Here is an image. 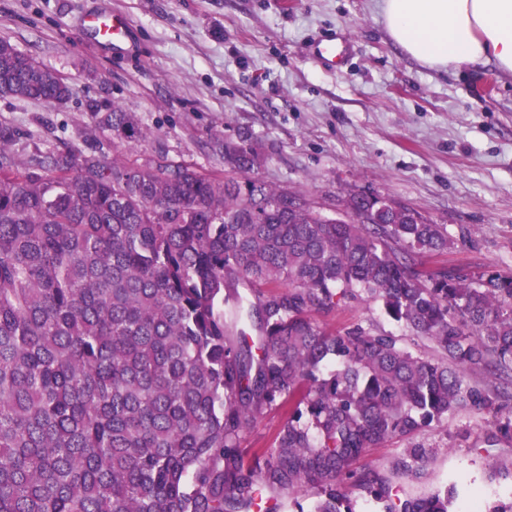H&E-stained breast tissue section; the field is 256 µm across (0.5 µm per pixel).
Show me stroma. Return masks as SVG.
I'll return each mask as SVG.
<instances>
[{
    "label": "stroma",
    "instance_id": "obj_1",
    "mask_svg": "<svg viewBox=\"0 0 512 512\" xmlns=\"http://www.w3.org/2000/svg\"><path fill=\"white\" fill-rule=\"evenodd\" d=\"M130 21L121 48L82 29L85 14ZM345 40L350 59L327 70L313 39ZM71 84L51 105L0 96V126L19 160L74 146L143 164L158 154L198 171L231 175L218 138L248 134L260 175L307 193L322 215L367 192L412 208L466 243L428 266L512 273V75L494 63L447 73L427 68L389 37L377 0H0V39ZM120 106L153 135L136 144L97 128L93 112ZM339 331L362 326L433 355L379 304L357 299L327 315ZM490 417L461 412L423 433L370 449L365 465L399 496L455 487V512H492L512 502V446L488 445ZM422 446L420 474L394 463Z\"/></svg>",
    "mask_w": 512,
    "mask_h": 512
}]
</instances>
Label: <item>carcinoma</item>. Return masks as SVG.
<instances>
[{"mask_svg":"<svg viewBox=\"0 0 512 512\" xmlns=\"http://www.w3.org/2000/svg\"><path fill=\"white\" fill-rule=\"evenodd\" d=\"M67 83L0 39V95L52 104ZM97 126L152 132L114 106ZM0 129V512H252L315 490L309 512H450L452 494L400 498L368 448L465 409L512 442V274L422 267L456 241L405 206L326 217L259 177L262 157L216 141L243 181L133 166L78 149L19 164ZM367 297L438 358L389 334L319 319ZM479 370L480 380L467 373ZM284 410L271 447L242 439ZM426 449L405 450L419 474Z\"/></svg>","mask_w":512,"mask_h":512,"instance_id":"carcinoma-1","label":"carcinoma"}]
</instances>
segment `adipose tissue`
<instances>
[{
	"label": "adipose tissue",
	"instance_id": "1",
	"mask_svg": "<svg viewBox=\"0 0 512 512\" xmlns=\"http://www.w3.org/2000/svg\"><path fill=\"white\" fill-rule=\"evenodd\" d=\"M379 8L392 41L427 67L492 62L512 74V0H380Z\"/></svg>",
	"mask_w": 512,
	"mask_h": 512
}]
</instances>
